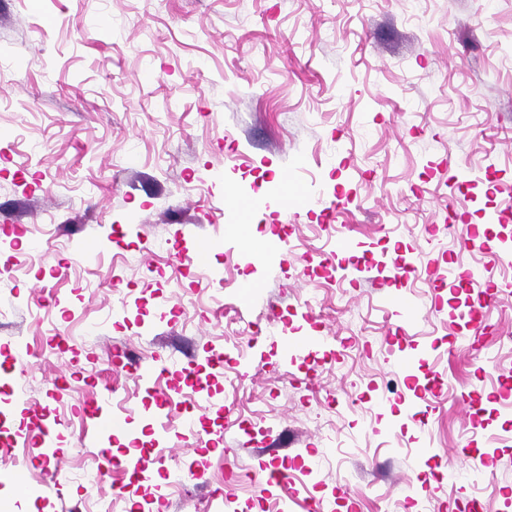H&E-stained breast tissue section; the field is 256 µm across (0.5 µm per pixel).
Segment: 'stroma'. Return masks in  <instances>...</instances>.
Listing matches in <instances>:
<instances>
[{
  "mask_svg": "<svg viewBox=\"0 0 512 512\" xmlns=\"http://www.w3.org/2000/svg\"><path fill=\"white\" fill-rule=\"evenodd\" d=\"M481 171L450 191L455 169ZM285 177L342 197L272 202ZM269 198L233 217V195ZM512 199V0H0V484L8 512H512V223L484 249L448 234ZM349 236L354 249L338 253ZM286 238V263L267 261ZM209 265L195 264L203 242ZM424 248L396 277L397 251ZM473 271L474 340L449 312L455 287L430 269ZM254 283L249 301L239 286ZM420 310L388 312L392 292ZM313 305V321L298 310ZM334 341L284 361L308 324ZM436 342L414 412L400 352ZM232 345L239 370L202 367ZM139 364L166 358L153 391ZM199 365V384L182 367ZM116 388L114 413L173 398L195 437L162 449L144 431L145 477L121 490L84 416ZM53 426L63 450L55 487L32 446ZM232 441L231 450L218 439ZM440 480L422 487L423 440ZM491 451L488 471L469 457ZM195 476L169 485L178 464ZM289 473L260 497L262 467Z\"/></svg>",
  "mask_w": 512,
  "mask_h": 512,
  "instance_id": "35a3bbf8",
  "label": "stroma"
}]
</instances>
